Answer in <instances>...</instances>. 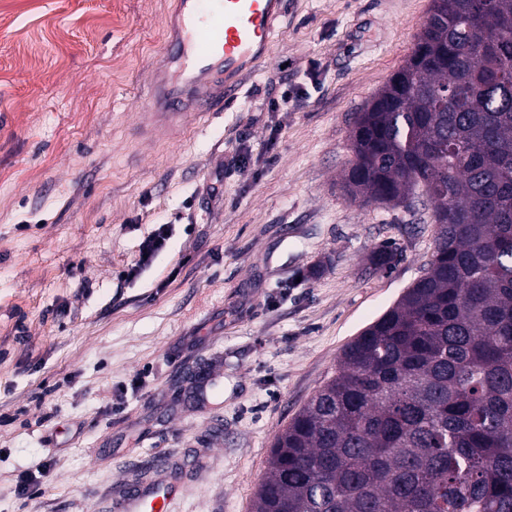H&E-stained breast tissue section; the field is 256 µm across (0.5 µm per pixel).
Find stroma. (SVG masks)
Listing matches in <instances>:
<instances>
[{
  "label": "stroma",
  "mask_w": 512,
  "mask_h": 512,
  "mask_svg": "<svg viewBox=\"0 0 512 512\" xmlns=\"http://www.w3.org/2000/svg\"><path fill=\"white\" fill-rule=\"evenodd\" d=\"M430 4L285 0L229 109L144 138L171 0H0V512H112L164 476L177 512H250L275 435L434 250L431 206L341 188ZM169 238V225H158V228L155 229L152 234L145 237L140 243L138 259L128 270L127 274L129 276H135L143 268L149 266L154 258L166 248ZM144 255H147V258H144ZM35 472H31L21 479L17 487L18 494L33 496L39 490L38 486L51 477L53 467L48 461L42 462L37 465Z\"/></svg>",
  "instance_id": "35a3bbf8"
}]
</instances>
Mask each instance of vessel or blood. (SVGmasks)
I'll list each match as a JSON object with an SVG mask.
<instances>
[{"mask_svg":"<svg viewBox=\"0 0 512 512\" xmlns=\"http://www.w3.org/2000/svg\"><path fill=\"white\" fill-rule=\"evenodd\" d=\"M284 10V0H173L149 82V131L229 108L242 76L267 54ZM178 493L164 487L146 504L130 495L115 500L113 512H173Z\"/></svg>","mask_w":512,"mask_h":512,"instance_id":"1","label":"vessel or blood"}]
</instances>
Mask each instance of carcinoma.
Instances as JSON below:
<instances>
[{"mask_svg": "<svg viewBox=\"0 0 512 512\" xmlns=\"http://www.w3.org/2000/svg\"><path fill=\"white\" fill-rule=\"evenodd\" d=\"M343 190L436 224L424 274L279 433L253 512H512V0H432Z\"/></svg>", "mask_w": 512, "mask_h": 512, "instance_id": "1", "label": "carcinoma"}]
</instances>
